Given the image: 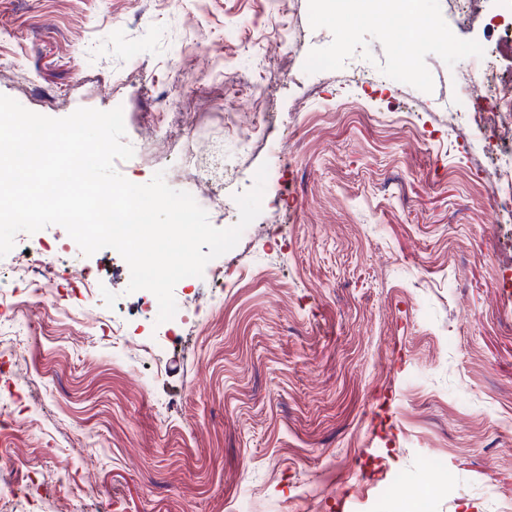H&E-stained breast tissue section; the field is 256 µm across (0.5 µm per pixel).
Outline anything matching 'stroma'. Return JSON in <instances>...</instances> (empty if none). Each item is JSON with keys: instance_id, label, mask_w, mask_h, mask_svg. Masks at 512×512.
Segmentation results:
<instances>
[{"instance_id": "obj_1", "label": "stroma", "mask_w": 512, "mask_h": 512, "mask_svg": "<svg viewBox=\"0 0 512 512\" xmlns=\"http://www.w3.org/2000/svg\"><path fill=\"white\" fill-rule=\"evenodd\" d=\"M481 4L463 22L421 0L441 35L397 41L364 0L339 19L309 0H0V94L54 118L122 107L134 155L116 170L163 173L217 228L239 209L208 194L232 203L268 165L257 221L283 226L224 254L238 274L223 287L196 279L212 305L175 344L115 250L84 255L58 225L16 236L1 280L26 247L96 273L92 300L61 278L14 326L36 384L0 388L28 408L0 468L24 512H414L422 496L429 512H512V217L474 166L485 132L438 123L472 64L456 44L512 70L504 0ZM287 26L280 117L242 151L224 113L258 110L263 44ZM402 56L416 88L359 97ZM151 122L169 136L149 147ZM212 155L232 179L197 173ZM102 312L163 346L159 364L128 359Z\"/></svg>"}]
</instances>
